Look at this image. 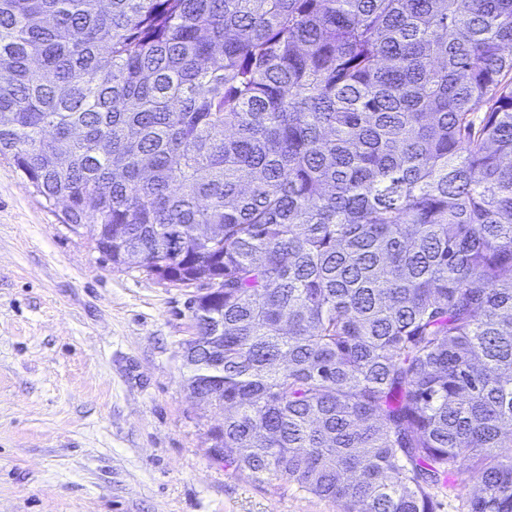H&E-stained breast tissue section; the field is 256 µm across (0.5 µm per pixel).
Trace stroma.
<instances>
[{
    "instance_id": "35a3bbf8",
    "label": "stroma",
    "mask_w": 512,
    "mask_h": 512,
    "mask_svg": "<svg viewBox=\"0 0 512 512\" xmlns=\"http://www.w3.org/2000/svg\"><path fill=\"white\" fill-rule=\"evenodd\" d=\"M0 156V512H339L209 454L186 386L199 285L114 267Z\"/></svg>"
}]
</instances>
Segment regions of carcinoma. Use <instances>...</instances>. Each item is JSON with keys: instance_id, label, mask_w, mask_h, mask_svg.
<instances>
[{"instance_id": "1", "label": "carcinoma", "mask_w": 512, "mask_h": 512, "mask_svg": "<svg viewBox=\"0 0 512 512\" xmlns=\"http://www.w3.org/2000/svg\"><path fill=\"white\" fill-rule=\"evenodd\" d=\"M2 154L112 265L224 281V463L512 512V0H0ZM477 489V483L468 473H460L448 483V487L434 490L437 503L435 512H466V503Z\"/></svg>"}]
</instances>
